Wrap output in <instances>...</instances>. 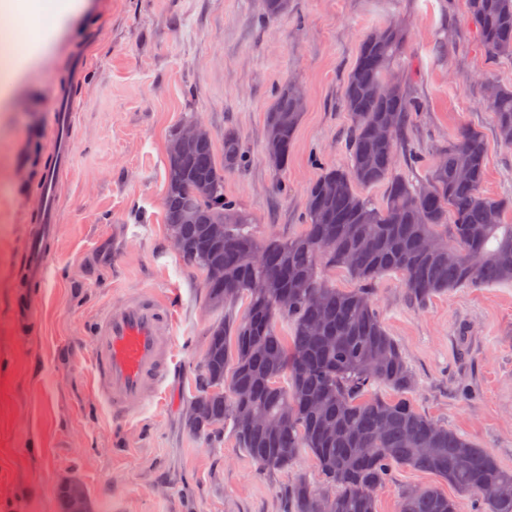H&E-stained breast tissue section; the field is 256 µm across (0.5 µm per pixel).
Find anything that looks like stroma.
Masks as SVG:
<instances>
[{
    "instance_id": "1",
    "label": "stroma",
    "mask_w": 512,
    "mask_h": 512,
    "mask_svg": "<svg viewBox=\"0 0 512 512\" xmlns=\"http://www.w3.org/2000/svg\"><path fill=\"white\" fill-rule=\"evenodd\" d=\"M390 20L408 33L404 77L421 103L409 139L423 162L472 125L487 145L484 193L512 189V147L474 83L512 85V58L482 53L466 0H291L274 19L261 0H79L38 59L19 64L0 98V512H58L57 489L72 479L103 512H280L290 482L319 485L310 454L266 474L232 435L212 448L183 426L217 314L205 272L173 249L163 222L166 148L189 119L211 129L218 152L225 129H237L248 162L225 175V195L259 236L301 233L308 185L348 161L343 88L359 44ZM75 55L88 67L77 85ZM291 82L306 104L276 171L263 155L265 114ZM71 85L73 167L59 179L56 241L35 282L23 277L25 257L57 91ZM140 290L175 308L172 368L161 399L115 424L91 383L88 326ZM374 302L415 374V407L512 471V285L458 288L421 308L390 274ZM427 486L473 512L470 497L406 466L377 490V512H399L404 489Z\"/></svg>"
}]
</instances>
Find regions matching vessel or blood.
<instances>
[{
  "label": "vessel or blood",
  "mask_w": 512,
  "mask_h": 512,
  "mask_svg": "<svg viewBox=\"0 0 512 512\" xmlns=\"http://www.w3.org/2000/svg\"><path fill=\"white\" fill-rule=\"evenodd\" d=\"M73 105L59 95L53 116L57 152L42 174L41 222L32 234L25 265L41 280L51 258L47 246L54 235L59 199L57 175L72 162L68 136ZM175 315L170 303L153 291H140L89 326L92 380L113 422L124 423L154 401L170 373L171 334Z\"/></svg>",
  "instance_id": "obj_1"
}]
</instances>
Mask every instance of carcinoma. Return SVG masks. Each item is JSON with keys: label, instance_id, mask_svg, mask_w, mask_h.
<instances>
[{"label": "carcinoma", "instance_id": "carcinoma-1", "mask_svg": "<svg viewBox=\"0 0 512 512\" xmlns=\"http://www.w3.org/2000/svg\"><path fill=\"white\" fill-rule=\"evenodd\" d=\"M288 6L262 0L271 18ZM467 6L485 55L512 57V0ZM406 47L395 21L361 40L344 86L348 163L324 168L310 183L297 236L258 237L250 214L224 196V175L246 163L235 129L224 130L222 163L208 128L178 155L167 154L164 223L186 244L183 259L206 270L209 305L221 313L207 329L190 399L202 412L183 423L214 444L223 440L217 427L232 423L238 446L265 472L311 454L328 491L299 478L281 492L282 512H376L375 492L395 465L438 476L474 497L477 512H512V472L408 398L416 377L372 300L376 282L390 273L401 275L419 307L454 288L512 284V194L482 192L483 134L464 126L436 149L424 175L411 170L421 160L404 133L420 102L405 82L390 83ZM296 88H277L266 112L264 156L275 170L288 166L301 120ZM479 91L497 138L512 146V86L487 80ZM387 121L391 134L383 140L377 128ZM328 182L336 184L330 198L322 192ZM378 185L385 189L379 205L358 192ZM215 224L224 225L221 240L212 236ZM323 268L345 271L357 287L332 286ZM280 320L290 335H279ZM374 387L390 394L373 396ZM77 496L84 512H101L79 482L58 487L59 512H72ZM456 508L429 486L405 489L399 512Z\"/></svg>", "mask_w": 512, "mask_h": 512}]
</instances>
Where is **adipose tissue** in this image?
<instances>
[{
	"label": "adipose tissue",
	"instance_id": "adipose-tissue-1",
	"mask_svg": "<svg viewBox=\"0 0 512 512\" xmlns=\"http://www.w3.org/2000/svg\"><path fill=\"white\" fill-rule=\"evenodd\" d=\"M74 8L75 0H0V32L12 60L0 70V92L15 80V61L36 59Z\"/></svg>",
	"mask_w": 512,
	"mask_h": 512
}]
</instances>
